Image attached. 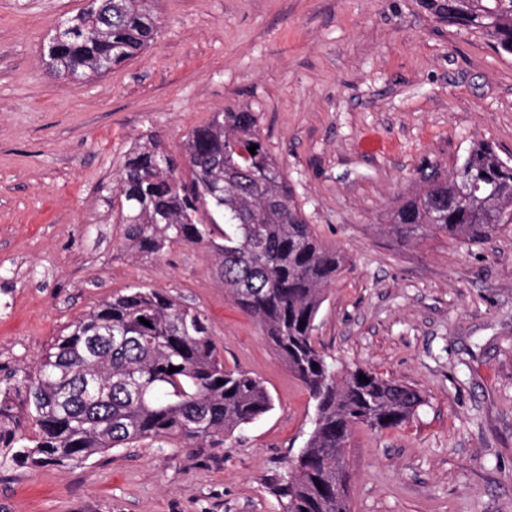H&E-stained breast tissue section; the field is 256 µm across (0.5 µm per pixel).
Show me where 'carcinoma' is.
<instances>
[{"label":"carcinoma","instance_id":"1","mask_svg":"<svg viewBox=\"0 0 512 512\" xmlns=\"http://www.w3.org/2000/svg\"><path fill=\"white\" fill-rule=\"evenodd\" d=\"M155 2L92 0L70 18V37L43 54L44 64L59 77H92L135 59L157 34ZM423 3L438 21L478 31L496 53L512 55V0ZM185 163L187 180L154 140L127 153L115 194L105 197L109 207L119 204L123 240L142 253L170 243L212 245L225 291L259 324L313 405L307 438L271 493L283 512H350L353 428H396L424 398L361 367L341 372L317 349L324 290L344 257L307 223L268 155L256 113H216L192 131ZM390 220L403 237L479 243L512 224V161L478 142L448 176L424 177ZM272 406L263 382L224 367L201 311L130 288L69 326L21 378L0 385V462L78 464L157 438L220 448Z\"/></svg>","mask_w":512,"mask_h":512}]
</instances>
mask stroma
Instances as JSON below:
<instances>
[{
  "label": "stroma",
  "instance_id": "obj_1",
  "mask_svg": "<svg viewBox=\"0 0 512 512\" xmlns=\"http://www.w3.org/2000/svg\"><path fill=\"white\" fill-rule=\"evenodd\" d=\"M90 0H0V378L127 288L201 310L225 367L273 408L220 448L156 439L81 464L0 466V512H281L268 483L313 407L254 320L224 295L210 248L128 249L113 187L159 136L184 154L214 113L256 112L317 236L345 263L317 348L417 389L400 428L354 430L351 512H512V228L480 243L401 237L394 205L473 143L512 158V56L422 0H158L159 32L106 75L42 62Z\"/></svg>",
  "mask_w": 512,
  "mask_h": 512
}]
</instances>
